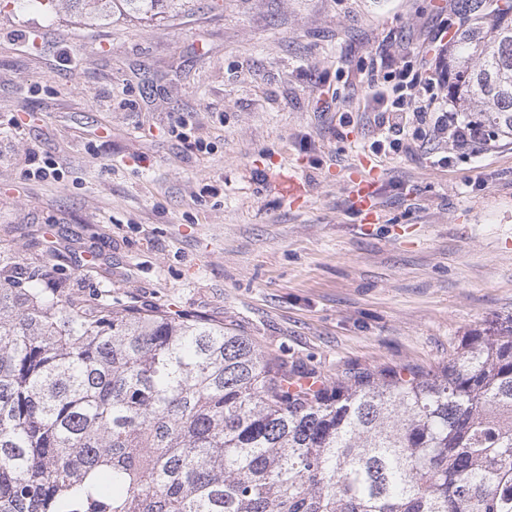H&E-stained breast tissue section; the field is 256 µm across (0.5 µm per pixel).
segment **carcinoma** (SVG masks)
<instances>
[{
  "label": "carcinoma",
  "instance_id": "1",
  "mask_svg": "<svg viewBox=\"0 0 512 512\" xmlns=\"http://www.w3.org/2000/svg\"><path fill=\"white\" fill-rule=\"evenodd\" d=\"M461 11L448 101L512 136V0ZM65 288L0 260V512H512V317L431 374L305 387L220 325Z\"/></svg>",
  "mask_w": 512,
  "mask_h": 512
}]
</instances>
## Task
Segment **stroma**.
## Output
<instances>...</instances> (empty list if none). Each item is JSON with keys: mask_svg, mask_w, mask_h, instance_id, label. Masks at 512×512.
I'll use <instances>...</instances> for the list:
<instances>
[{"mask_svg": "<svg viewBox=\"0 0 512 512\" xmlns=\"http://www.w3.org/2000/svg\"><path fill=\"white\" fill-rule=\"evenodd\" d=\"M461 0H0V255L89 303L200 317L329 385L435 370L512 317V138L376 116ZM41 44L31 47L27 34ZM58 179L29 176L43 159ZM376 170L374 220L352 170ZM168 0H94V2H101L104 4L106 11H119L120 13L126 8L135 10L136 12L144 15L150 14L155 16L160 13L158 9L164 6V2Z\"/></svg>", "mask_w": 512, "mask_h": 512, "instance_id": "stroma-1", "label": "stroma"}]
</instances>
